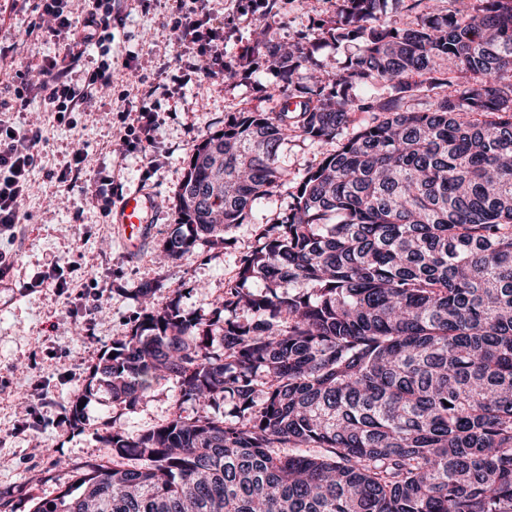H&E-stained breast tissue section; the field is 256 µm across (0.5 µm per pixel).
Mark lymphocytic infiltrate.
I'll return each instance as SVG.
<instances>
[{
	"label": "lymphocytic infiltrate",
	"instance_id": "obj_1",
	"mask_svg": "<svg viewBox=\"0 0 512 512\" xmlns=\"http://www.w3.org/2000/svg\"><path fill=\"white\" fill-rule=\"evenodd\" d=\"M210 0H172L167 21L177 35L181 68L195 71V58L210 62L207 77L224 72V33L213 24ZM112 0H93L87 10L74 0H39L30 22V32L61 43V55L45 59L36 68V79L18 72L8 108L21 112L31 97H40L55 112L58 122H70L73 113L90 107L99 91L112 86V64L107 55L112 42ZM96 48L100 64L83 83L73 79L89 48ZM45 138L41 126L30 124L18 130L0 119V233L15 234L24 216L21 202L29 191L28 172L35 167Z\"/></svg>",
	"mask_w": 512,
	"mask_h": 512
}]
</instances>
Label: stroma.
Masks as SVG:
<instances>
[{
	"label": "stroma",
	"instance_id": "35a3bbf8",
	"mask_svg": "<svg viewBox=\"0 0 512 512\" xmlns=\"http://www.w3.org/2000/svg\"><path fill=\"white\" fill-rule=\"evenodd\" d=\"M247 0H212L216 24L224 28V56L243 52L256 33L269 30L281 39L308 31L314 19L333 14L336 0H277L276 14L262 18L246 10ZM112 25V87L101 92L96 109L75 113L72 123H58L40 98L26 111L11 113L15 125L40 124L46 144L29 175L30 189L21 203L25 216L17 238L0 235V253L14 258L0 274V512H33L70 483V472L55 461L94 463L112 458L102 428L118 419L130 435L165 422L174 411L171 383L160 382L135 409L113 405L105 383L92 377L113 339L123 336L140 311L139 288L154 289L157 299L181 294L186 313L213 315L234 285L239 258L255 249L264 224L287 210L295 187L316 166L330 145L317 146L292 136L284 149L287 183L257 205L247 223L230 229L220 248H197L164 264L159 254L176 222L174 203L187 175L193 145L221 127L224 115L244 109L272 110L278 102L264 86L269 69L247 80L220 75L185 76L175 57L180 50L166 20L163 0L143 9L138 0H121ZM30 15L0 17V42L15 44L18 58L35 63L60 53L58 43L28 35ZM159 83L155 97L160 120L149 154L125 152L120 137L136 127V108L145 87ZM128 110L125 123L116 114ZM82 149L87 181L70 187L56 175ZM112 180V202L144 187L157 205L152 232L137 252H129L115 225L91 198L90 178ZM67 267L69 288H57L47 273ZM45 281H38V274ZM85 396L81 422L69 410ZM184 414L196 408L186 403Z\"/></svg>",
	"mask_w": 512,
	"mask_h": 512
}]
</instances>
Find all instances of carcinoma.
<instances>
[{
  "instance_id": "obj_1",
  "label": "carcinoma",
  "mask_w": 512,
  "mask_h": 512,
  "mask_svg": "<svg viewBox=\"0 0 512 512\" xmlns=\"http://www.w3.org/2000/svg\"><path fill=\"white\" fill-rule=\"evenodd\" d=\"M387 2L338 0L312 36L263 30L224 64L268 63L279 109L193 146L167 259L288 180L290 136L336 150L213 317L141 288L94 370L115 405L168 381L200 414L105 424L112 463L33 512H512V0H411L403 28ZM328 41L354 48L334 71Z\"/></svg>"
}]
</instances>
